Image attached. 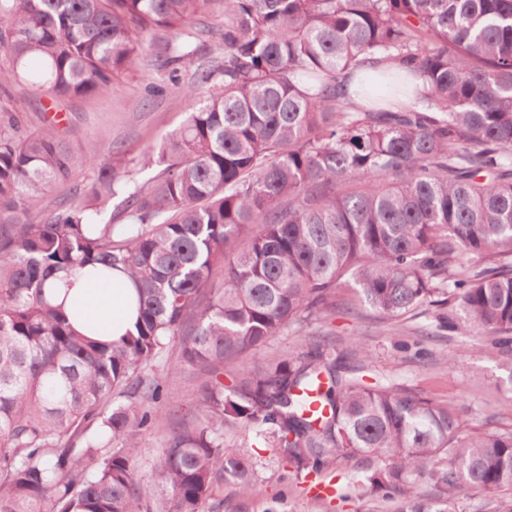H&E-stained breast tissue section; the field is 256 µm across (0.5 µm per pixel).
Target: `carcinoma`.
<instances>
[{
	"mask_svg": "<svg viewBox=\"0 0 512 512\" xmlns=\"http://www.w3.org/2000/svg\"><path fill=\"white\" fill-rule=\"evenodd\" d=\"M208 2L0 0V88L103 95L168 30L149 93L179 85L188 107L161 143L99 167L10 110L0 120V512H203L225 485L251 490L249 444L224 446L241 425L296 479L362 457L341 500L512 512V432H467L451 404L366 382V364L314 343L221 380L224 361L302 332L343 287L389 319L512 352V0H227L224 57L182 86ZM362 69L391 92L350 91ZM79 166L97 167L83 204L37 209ZM115 200L123 224L104 220ZM86 269L133 282L135 332L102 345L51 304L47 285ZM172 341L211 381L147 487L138 439L155 403L184 402L146 373ZM467 485L483 500L462 504Z\"/></svg>",
	"mask_w": 512,
	"mask_h": 512,
	"instance_id": "cac0c4a2",
	"label": "carcinoma"
}]
</instances>
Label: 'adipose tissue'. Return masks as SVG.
<instances>
[{"label": "adipose tissue", "mask_w": 512, "mask_h": 512, "mask_svg": "<svg viewBox=\"0 0 512 512\" xmlns=\"http://www.w3.org/2000/svg\"><path fill=\"white\" fill-rule=\"evenodd\" d=\"M65 310L73 325L90 338L111 342L133 330L136 291L125 276L73 279Z\"/></svg>", "instance_id": "ef3b65f1"}]
</instances>
